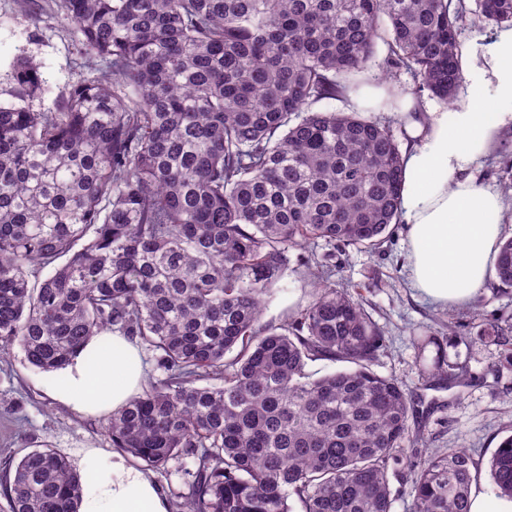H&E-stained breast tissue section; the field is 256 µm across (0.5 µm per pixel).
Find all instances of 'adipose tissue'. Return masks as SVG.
Masks as SVG:
<instances>
[{"instance_id":"1","label":"adipose tissue","mask_w":512,"mask_h":512,"mask_svg":"<svg viewBox=\"0 0 512 512\" xmlns=\"http://www.w3.org/2000/svg\"><path fill=\"white\" fill-rule=\"evenodd\" d=\"M467 79L458 102L416 112L413 94L370 80L349 93L354 104L382 103L405 122L399 211L406 226L411 285L443 305L472 301L501 242L506 197L473 173L500 132L512 128V27L461 56ZM146 365L120 332L91 336L50 384L55 400L89 416H109L139 395ZM78 512H169L151 473L121 452L84 451L77 462Z\"/></svg>"}]
</instances>
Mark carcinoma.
Instances as JSON below:
<instances>
[{
  "instance_id": "obj_1",
  "label": "carcinoma",
  "mask_w": 512,
  "mask_h": 512,
  "mask_svg": "<svg viewBox=\"0 0 512 512\" xmlns=\"http://www.w3.org/2000/svg\"><path fill=\"white\" fill-rule=\"evenodd\" d=\"M55 6L106 74L35 112L41 66L15 62L14 102L0 103V348L51 372L99 331L149 346L163 377L105 430L150 469L191 463L176 512H392L400 473L412 512H470L478 462L406 447L421 440L414 402L373 370L385 337L361 301L321 282L277 326L262 301L290 249L374 248L398 218L392 121L313 106L346 100L380 43L411 93L455 99L461 25H511L512 0ZM494 275L512 288V237ZM503 336L490 318L477 340ZM318 359L350 367L313 379ZM489 473L512 498V435ZM0 493L10 512H78L80 485L46 447L4 461Z\"/></svg>"
}]
</instances>
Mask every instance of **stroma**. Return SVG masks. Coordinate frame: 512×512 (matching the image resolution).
Here are the masks:
<instances>
[{
	"label": "stroma",
	"mask_w": 512,
	"mask_h": 512,
	"mask_svg": "<svg viewBox=\"0 0 512 512\" xmlns=\"http://www.w3.org/2000/svg\"><path fill=\"white\" fill-rule=\"evenodd\" d=\"M53 0H0V100L14 86L13 63L27 56L40 63L47 91L34 108L51 107L70 85L102 76L99 62L80 51L73 23L51 15ZM483 181L512 180V129L480 161ZM406 227L391 225L374 248H332L314 240L288 253L286 275L266 298L263 323L278 325L313 298L314 278L358 294L386 338L375 371L396 378L416 404L412 426L428 451L465 446L489 460L512 434V367L500 365L502 348L477 341L482 320L500 318L512 327V291L493 282L472 303L439 306L411 288L405 267ZM421 336L430 344L418 345ZM444 350L451 375H429L437 350ZM104 421L80 416L53 400L49 375L29 367L19 348L0 350V455L22 457L43 446L73 458L88 448L111 451Z\"/></svg>",
	"instance_id": "1"
}]
</instances>
